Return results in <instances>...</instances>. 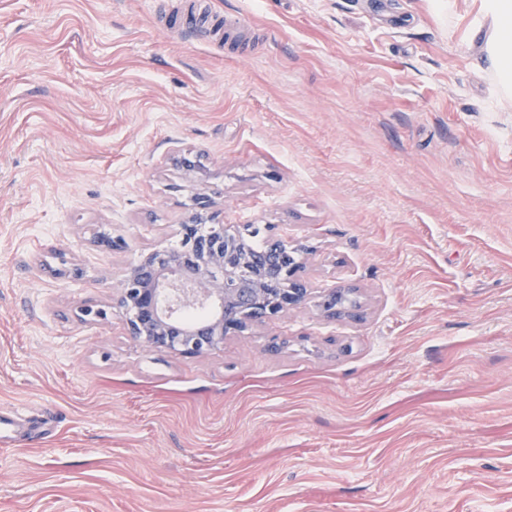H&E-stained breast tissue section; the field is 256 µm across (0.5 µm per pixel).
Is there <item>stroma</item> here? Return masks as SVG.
I'll list each match as a JSON object with an SVG mask.
<instances>
[{
	"label": "stroma",
	"mask_w": 512,
	"mask_h": 512,
	"mask_svg": "<svg viewBox=\"0 0 512 512\" xmlns=\"http://www.w3.org/2000/svg\"><path fill=\"white\" fill-rule=\"evenodd\" d=\"M194 2L0 0V409L48 421L0 446V512H512V101L480 0H206L189 29ZM174 146L362 319L196 358L80 319L179 245Z\"/></svg>",
	"instance_id": "1"
}]
</instances>
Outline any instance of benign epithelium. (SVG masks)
<instances>
[{
	"label": "benign epithelium",
	"mask_w": 512,
	"mask_h": 512,
	"mask_svg": "<svg viewBox=\"0 0 512 512\" xmlns=\"http://www.w3.org/2000/svg\"><path fill=\"white\" fill-rule=\"evenodd\" d=\"M178 162L193 186L179 248H140L119 275L110 308L84 306L82 318L104 320L116 310L146 348L199 357L264 318L310 303L327 319L360 314L350 302L357 289L310 286L305 245L273 234L270 251L254 255L239 225L223 223L224 201L198 180L201 161L181 156Z\"/></svg>",
	"instance_id": "benign-epithelium-1"
}]
</instances>
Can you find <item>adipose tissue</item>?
I'll return each instance as SVG.
<instances>
[{
	"instance_id": "obj_1",
	"label": "adipose tissue",
	"mask_w": 512,
	"mask_h": 512,
	"mask_svg": "<svg viewBox=\"0 0 512 512\" xmlns=\"http://www.w3.org/2000/svg\"><path fill=\"white\" fill-rule=\"evenodd\" d=\"M488 68L496 78L501 98H512V0H482L474 22Z\"/></svg>"
}]
</instances>
